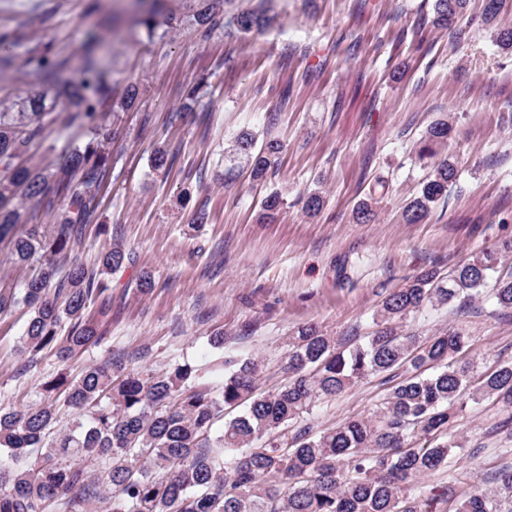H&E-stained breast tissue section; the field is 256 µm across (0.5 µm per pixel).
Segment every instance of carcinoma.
<instances>
[{"mask_svg":"<svg viewBox=\"0 0 512 512\" xmlns=\"http://www.w3.org/2000/svg\"><path fill=\"white\" fill-rule=\"evenodd\" d=\"M191 21L209 36L217 28L240 33L273 27L276 16L258 10H224L227 0H192ZM468 0H435L431 23L451 30ZM129 29L162 39L185 18L167 12L165 0H149L128 20ZM39 89L25 112L0 113V243L11 261L26 268L38 259V273L23 279L20 292L0 290V314L22 303L31 312L24 352L56 350L66 361L104 340L112 324V288L105 276L130 257L115 245L102 258L101 276L72 266L55 281L59 257L68 253L97 207V195L112 169L104 119L116 107L132 106L138 88L130 85L120 105L112 88L86 58L78 80H63L55 67L40 63L32 74ZM69 112H54L58 103ZM57 123L82 131V141L62 150L59 167L45 176L23 164L31 146ZM451 121L431 125L418 158L430 171L404 211L409 223L424 220L457 176V162L440 155L448 145ZM283 143L238 133L224 159L243 161L255 180L264 178ZM174 157L154 149L151 167L164 171ZM378 179L353 213L366 224L373 201L383 195ZM35 200L52 213L46 236L26 227L21 204ZM283 199L262 203L261 220L275 221ZM512 253V240L480 250L441 273L427 269L378 304L377 330L341 342L306 324L289 337L287 381L277 390L256 387L259 362L224 360V380L214 386L188 362L144 376L110 358L79 374L57 373L41 384L39 402L22 409L0 406V512H512V468L501 471L498 487L456 494L433 485L413 496L411 485L448 467L465 447L450 432L456 413L491 400L512 410V359L479 373L460 361L468 345L461 329L422 339L396 320L425 307L473 303L491 289L495 312H512V272L499 273ZM68 334L59 335L63 322ZM383 375L389 387L369 416L348 417L320 431L305 415L357 381ZM70 422L60 425V411ZM420 433L432 442L415 447Z\"/></svg>","mask_w":512,"mask_h":512,"instance_id":"cac0c4a2","label":"carcinoma"}]
</instances>
